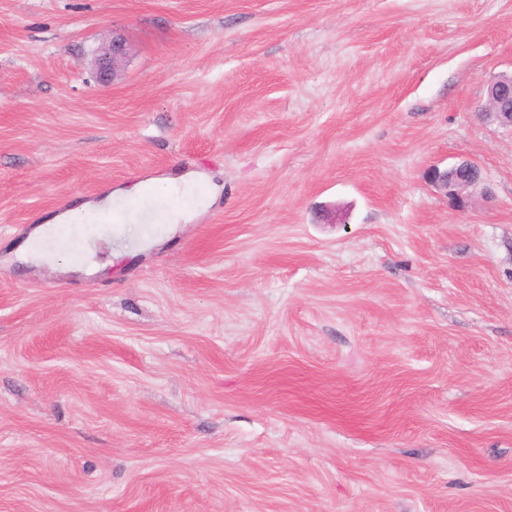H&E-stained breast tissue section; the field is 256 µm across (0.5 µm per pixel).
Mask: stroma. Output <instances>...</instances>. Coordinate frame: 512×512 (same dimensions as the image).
<instances>
[{
    "mask_svg": "<svg viewBox=\"0 0 512 512\" xmlns=\"http://www.w3.org/2000/svg\"><path fill=\"white\" fill-rule=\"evenodd\" d=\"M510 71L512 0H0V512H512ZM130 51V46L125 39L113 35L112 45H109L108 48L101 51L94 60L99 75L106 78V80L112 77V81H114L120 75L121 69ZM483 114L502 126L512 127V73H500L489 82ZM479 167L470 161H461L445 170L432 168L429 171V181L442 191L457 208L464 209L467 206L468 199L464 191L470 187L479 185L482 179L473 175ZM147 186H150L154 193L161 197L184 195L193 192L195 179L185 175L177 178L154 179L151 183L145 185V187ZM108 198L98 202L97 204L84 202L66 209L65 211L55 214L48 218L45 225L37 228L29 240L27 245L22 248V252L26 260L40 265L51 264L53 258L43 252H39L37 244L45 237L51 235L57 227L71 226V224L91 223L96 220L99 214H102L107 208Z\"/></svg>",
    "mask_w": 512,
    "mask_h": 512,
    "instance_id": "stroma-1",
    "label": "stroma"
}]
</instances>
